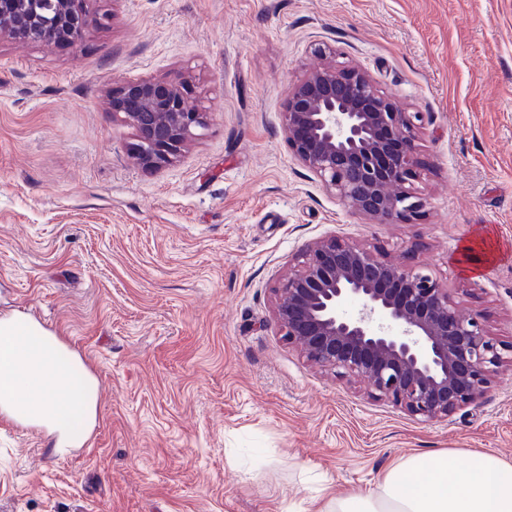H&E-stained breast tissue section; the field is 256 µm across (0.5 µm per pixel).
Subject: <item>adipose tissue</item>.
<instances>
[{"instance_id": "obj_1", "label": "adipose tissue", "mask_w": 512, "mask_h": 512, "mask_svg": "<svg viewBox=\"0 0 512 512\" xmlns=\"http://www.w3.org/2000/svg\"><path fill=\"white\" fill-rule=\"evenodd\" d=\"M98 381L80 357L22 313L0 318V412L46 428L62 455L87 438L97 419ZM296 512H512V465L471 453L465 466L417 457L380 476L375 493L326 498Z\"/></svg>"}]
</instances>
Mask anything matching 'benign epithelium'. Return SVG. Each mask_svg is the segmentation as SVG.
I'll return each mask as SVG.
<instances>
[{
	"label": "benign epithelium",
	"instance_id": "obj_1",
	"mask_svg": "<svg viewBox=\"0 0 512 512\" xmlns=\"http://www.w3.org/2000/svg\"><path fill=\"white\" fill-rule=\"evenodd\" d=\"M92 0H0V37L42 41L53 26L69 43L106 19ZM320 64L306 71L283 104L288 148L348 208L377 224L411 223L424 212L414 189L416 112L405 111L366 73L340 67L317 44ZM112 112L134 131L142 167L170 166L206 109L182 79L123 82ZM273 322L314 365L350 380L423 422L476 403L504 352L484 317L462 314L448 287L423 268L405 269L334 237L304 246L273 288ZM358 302L356 311L345 307Z\"/></svg>",
	"mask_w": 512,
	"mask_h": 512
}]
</instances>
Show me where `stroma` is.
<instances>
[{
    "instance_id": "stroma-1",
    "label": "stroma",
    "mask_w": 512,
    "mask_h": 512,
    "mask_svg": "<svg viewBox=\"0 0 512 512\" xmlns=\"http://www.w3.org/2000/svg\"><path fill=\"white\" fill-rule=\"evenodd\" d=\"M77 45L0 38V317L28 315L99 381L66 455L0 416V512H289L417 455L512 464V360L422 422L279 335L273 293L335 236L448 284L512 343V0H98ZM325 44L421 115L425 212L377 224L289 151L281 110ZM190 81L210 117L159 172L112 113L129 79ZM490 234L478 269L464 247Z\"/></svg>"
}]
</instances>
